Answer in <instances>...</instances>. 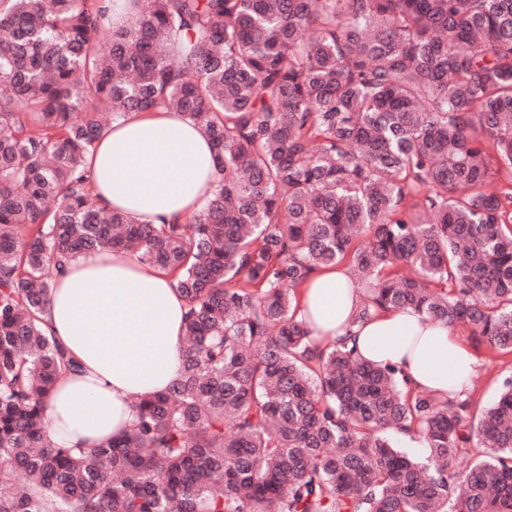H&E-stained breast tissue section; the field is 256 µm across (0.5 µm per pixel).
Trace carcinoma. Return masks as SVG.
<instances>
[{
	"label": "carcinoma",
	"instance_id": "cac0c4a2",
	"mask_svg": "<svg viewBox=\"0 0 512 512\" xmlns=\"http://www.w3.org/2000/svg\"><path fill=\"white\" fill-rule=\"evenodd\" d=\"M158 107L217 148L183 224L99 208L88 175ZM98 250L172 276L187 346L84 450L50 432L77 364L42 314ZM337 265L357 319L512 355V0H0V512H512V376L481 407L316 340L299 289Z\"/></svg>",
	"mask_w": 512,
	"mask_h": 512
}]
</instances>
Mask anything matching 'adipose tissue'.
<instances>
[{"label": "adipose tissue", "mask_w": 512, "mask_h": 512, "mask_svg": "<svg viewBox=\"0 0 512 512\" xmlns=\"http://www.w3.org/2000/svg\"><path fill=\"white\" fill-rule=\"evenodd\" d=\"M203 130L173 112H132L99 139L88 159L97 204L152 224L185 222L219 179ZM315 335L351 336L367 358L402 367L419 389L464 388L476 359L453 330L409 311L359 321L360 293L346 268L317 272L303 290ZM183 299L170 277L105 251L70 261L54 277L44 327L80 365L50 397L51 432L93 448L130 428L132 406L169 387L183 350Z\"/></svg>", "instance_id": "obj_1"}]
</instances>
